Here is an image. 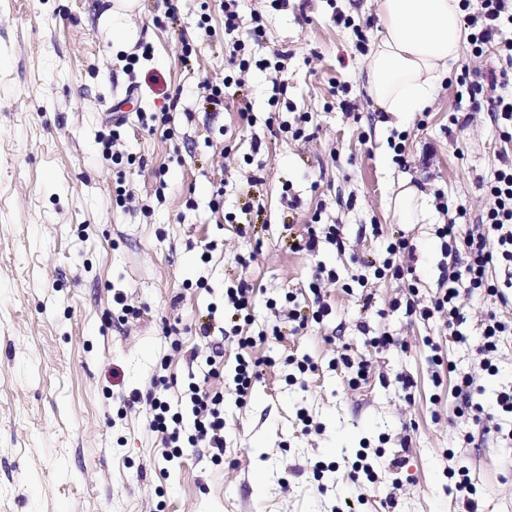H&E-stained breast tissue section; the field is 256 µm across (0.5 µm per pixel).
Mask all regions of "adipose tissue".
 Wrapping results in <instances>:
<instances>
[{"label":"adipose tissue","instance_id":"1","mask_svg":"<svg viewBox=\"0 0 512 512\" xmlns=\"http://www.w3.org/2000/svg\"><path fill=\"white\" fill-rule=\"evenodd\" d=\"M383 28L367 66V89L377 111L409 117L420 112L447 76L465 41L460 0H379ZM401 224L430 219L417 186L400 184L391 199Z\"/></svg>","mask_w":512,"mask_h":512}]
</instances>
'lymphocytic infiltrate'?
Here are the masks:
<instances>
[{
  "label": "lymphocytic infiltrate",
  "mask_w": 512,
  "mask_h": 512,
  "mask_svg": "<svg viewBox=\"0 0 512 512\" xmlns=\"http://www.w3.org/2000/svg\"><path fill=\"white\" fill-rule=\"evenodd\" d=\"M461 7L470 31L468 43L472 54L480 56L493 49L501 61L498 74L485 76L465 70L459 75L458 83L468 96L469 106L467 114L453 116L452 122L462 128L469 122L471 113L481 109L485 88H496L499 79L512 76V37L504 35L505 28L512 26V0H462ZM262 32V20L257 15L252 18L251 28L242 30L237 0H224V42L229 48L231 62L238 68L248 64L247 38L259 37ZM492 110L505 149L499 153L498 165L485 184L490 205L465 237H457L451 223L436 230L446 254H464V270L444 276L428 305H419L412 298L406 301L407 313L419 315L424 320L437 313L446 314L448 328L452 331L458 330L466 321L457 303L461 290H483L488 295L500 297L512 288V101L501 97L494 99ZM496 262L509 269L500 283L489 276V270ZM189 401L194 420L188 428L183 423L182 414L172 411L166 401L156 396L150 399L154 411L153 429L160 437L161 455L165 460L180 457L184 449L201 444L219 451L224 448L223 396L209 394L201 385L193 383L189 386Z\"/></svg>",
  "instance_id": "1"
}]
</instances>
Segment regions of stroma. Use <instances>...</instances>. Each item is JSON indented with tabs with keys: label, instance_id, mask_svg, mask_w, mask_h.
<instances>
[{
	"label": "stroma",
	"instance_id": "1",
	"mask_svg": "<svg viewBox=\"0 0 512 512\" xmlns=\"http://www.w3.org/2000/svg\"><path fill=\"white\" fill-rule=\"evenodd\" d=\"M201 6L137 0L125 18L131 39L119 44L100 0H0V512H465L451 468L468 469L478 512H512V417L495 408L512 387V334L495 374L480 352L485 320L512 321V303L462 292L460 340L401 307L413 286L428 301L453 267L437 226L465 234L488 204L497 128L485 109L461 129L450 117L462 68L487 74L497 57L462 48L434 98L402 120L376 111L367 91L377 0H239L242 20L260 13L265 35L249 43L242 85L217 109L205 86L232 72L224 14L210 0L200 28ZM337 12L351 25L334 23ZM145 47L152 58L127 71L124 56ZM278 49L288 53L283 90L266 66ZM120 101L127 160L116 164L97 136ZM160 112L173 137L153 127ZM303 112L302 138L266 127ZM400 132L402 165L390 146ZM404 182L448 211L397 223L390 199ZM285 190L298 209L282 203ZM457 207L466 219L452 220ZM316 213L339 225L345 252L295 250ZM401 234L411 274L351 285L365 272L354 257ZM320 266L341 282L324 286L331 311L315 322L309 285ZM241 281L253 310L237 333L224 290ZM244 335L253 347H241ZM241 356L259 376L240 397ZM302 359L312 370L299 372ZM467 375L486 412L478 422L456 414ZM193 382L224 396L223 457L187 448L164 461L147 397L189 422ZM134 392L139 402L125 404ZM361 453L376 480L354 472Z\"/></svg>",
	"mask_w": 512,
	"mask_h": 512
}]
</instances>
